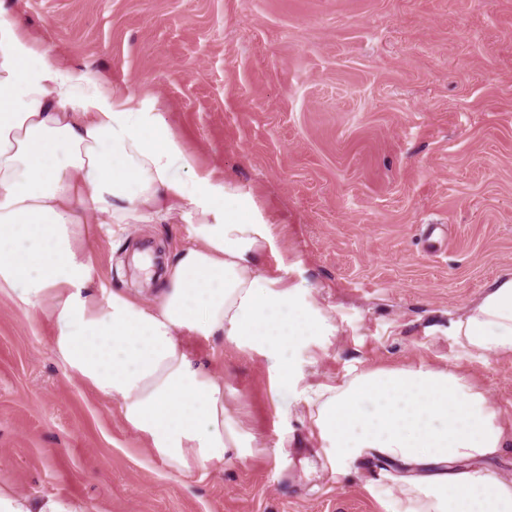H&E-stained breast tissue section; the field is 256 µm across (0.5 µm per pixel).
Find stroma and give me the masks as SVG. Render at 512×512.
Returning a JSON list of instances; mask_svg holds the SVG:
<instances>
[{
    "instance_id": "obj_1",
    "label": "stroma",
    "mask_w": 512,
    "mask_h": 512,
    "mask_svg": "<svg viewBox=\"0 0 512 512\" xmlns=\"http://www.w3.org/2000/svg\"><path fill=\"white\" fill-rule=\"evenodd\" d=\"M0 2L50 62L132 92L197 170L250 195L273 225L263 266L338 327L294 354L289 390L264 357L187 337L250 453L180 478L67 372L54 321L1 292L0 481L88 512H389L385 463L323 468L311 386L424 361L512 411V359L464 357L448 334L512 274V0ZM192 241L185 219L90 225L92 287L155 301L137 255Z\"/></svg>"
}]
</instances>
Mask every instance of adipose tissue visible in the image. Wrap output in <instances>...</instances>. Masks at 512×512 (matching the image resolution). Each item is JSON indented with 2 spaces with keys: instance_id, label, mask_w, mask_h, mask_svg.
<instances>
[{
  "instance_id": "ef3b65f1",
  "label": "adipose tissue",
  "mask_w": 512,
  "mask_h": 512,
  "mask_svg": "<svg viewBox=\"0 0 512 512\" xmlns=\"http://www.w3.org/2000/svg\"><path fill=\"white\" fill-rule=\"evenodd\" d=\"M188 213L181 248L153 303L90 289L88 220L164 224ZM273 227L252 197L198 172L158 112L98 77L48 61L0 9V290L50 316L71 374L117 401L124 421L180 476L240 451L224 384L191 360L185 336H222L298 379L293 354L335 326L304 282L268 275ZM450 334L463 355L512 356V276L496 281ZM308 418L336 478L378 458L402 490L392 512H512V481L489 467L512 445L507 410L458 368L421 362L320 384ZM0 512H86L75 498L0 485Z\"/></svg>"
}]
</instances>
